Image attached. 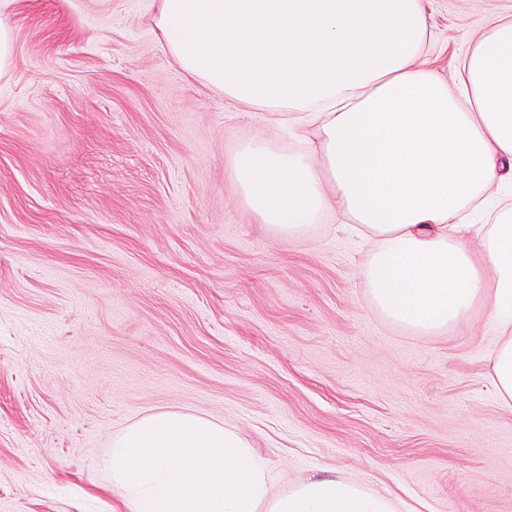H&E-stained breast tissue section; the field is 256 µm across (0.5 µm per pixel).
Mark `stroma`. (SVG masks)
Listing matches in <instances>:
<instances>
[{"instance_id": "1", "label": "stroma", "mask_w": 512, "mask_h": 512, "mask_svg": "<svg viewBox=\"0 0 512 512\" xmlns=\"http://www.w3.org/2000/svg\"><path fill=\"white\" fill-rule=\"evenodd\" d=\"M512 0H431L430 57ZM151 0H16L0 75V512H126L116 433L164 409L233 427L277 489L331 468L399 512H512V408L482 308L419 336L374 306L371 241L328 211L286 242L228 161L263 135L162 53Z\"/></svg>"}]
</instances>
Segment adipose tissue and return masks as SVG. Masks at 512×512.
Wrapping results in <instances>:
<instances>
[{"label": "adipose tissue", "instance_id": "adipose-tissue-1", "mask_svg": "<svg viewBox=\"0 0 512 512\" xmlns=\"http://www.w3.org/2000/svg\"><path fill=\"white\" fill-rule=\"evenodd\" d=\"M158 43L226 101L278 115L231 157L258 224L289 241L329 209L375 237L363 275L376 308L439 335L483 306L498 331L489 380L512 407V13L492 14L453 77L425 65L430 0H155ZM301 130L297 151L275 144ZM493 207L483 224L466 213ZM103 485L127 512H397L333 474L275 490L224 423L148 414L113 436Z\"/></svg>", "mask_w": 512, "mask_h": 512}]
</instances>
